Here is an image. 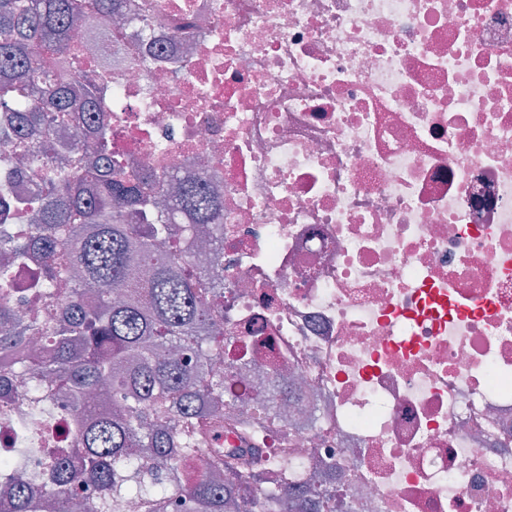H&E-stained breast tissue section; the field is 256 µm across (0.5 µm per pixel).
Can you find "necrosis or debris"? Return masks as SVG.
Instances as JSON below:
<instances>
[{"instance_id":"1","label":"necrosis or debris","mask_w":512,"mask_h":512,"mask_svg":"<svg viewBox=\"0 0 512 512\" xmlns=\"http://www.w3.org/2000/svg\"><path fill=\"white\" fill-rule=\"evenodd\" d=\"M100 27L112 141L224 207L234 414L365 512H512V0H133ZM71 447L70 417L0 425Z\"/></svg>"}]
</instances>
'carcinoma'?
I'll return each instance as SVG.
<instances>
[{"mask_svg":"<svg viewBox=\"0 0 512 512\" xmlns=\"http://www.w3.org/2000/svg\"><path fill=\"white\" fill-rule=\"evenodd\" d=\"M131 8V0H0V141L39 164L48 187L36 198L11 194L8 185L28 172L18 166L0 182V285L34 267L33 301L61 306L55 318H26L0 291V419L12 420L10 404L21 399L50 421L55 394L66 391L80 459L77 469L61 456L37 475L0 474V497L13 512H121L131 495L144 512H344L341 498L309 493L314 477L299 480L288 456L268 463L265 442L288 391L231 419L226 372L214 366L224 314L188 246L204 224L224 240L218 197L198 172L174 178L164 200L165 175L128 171L112 153V120L93 80L72 69V33ZM80 118L75 161L49 133ZM105 384L119 406L92 415L83 400ZM226 424L251 444L208 440ZM200 453L212 464L198 471L191 460Z\"/></svg>","mask_w":512,"mask_h":512,"instance_id":"cac0c4a2","label":"carcinoma"}]
</instances>
